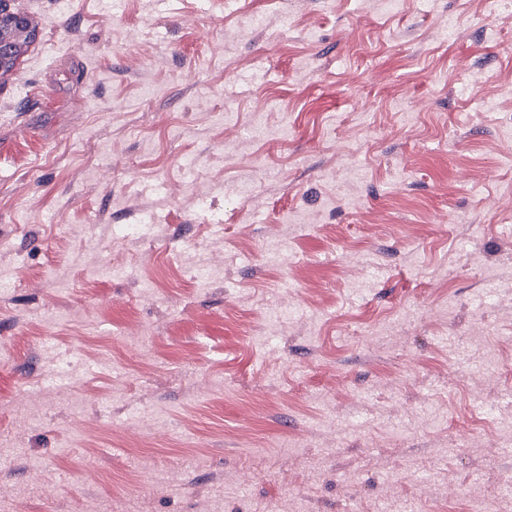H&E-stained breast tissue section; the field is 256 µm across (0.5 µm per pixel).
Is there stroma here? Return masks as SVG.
<instances>
[{"instance_id":"stroma-1","label":"stroma","mask_w":512,"mask_h":512,"mask_svg":"<svg viewBox=\"0 0 512 512\" xmlns=\"http://www.w3.org/2000/svg\"><path fill=\"white\" fill-rule=\"evenodd\" d=\"M1 1L0 512H512V12ZM4 15V12L0 13V35H2V39L4 37L9 38L13 48L17 47L22 50L26 46L28 35L34 34L29 20L24 16L11 14L12 19L5 27L3 23Z\"/></svg>"}]
</instances>
